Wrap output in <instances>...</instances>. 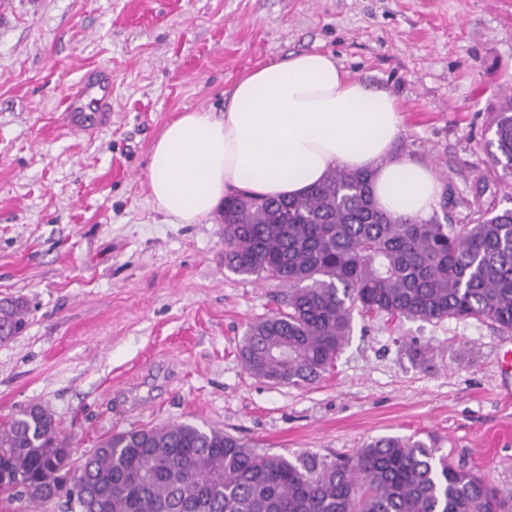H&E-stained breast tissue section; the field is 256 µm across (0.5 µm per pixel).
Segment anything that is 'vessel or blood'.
I'll list each match as a JSON object with an SVG mask.
<instances>
[{
	"mask_svg": "<svg viewBox=\"0 0 512 512\" xmlns=\"http://www.w3.org/2000/svg\"><path fill=\"white\" fill-rule=\"evenodd\" d=\"M111 107V72L104 68L89 70L66 96V125L93 131L105 123Z\"/></svg>",
	"mask_w": 512,
	"mask_h": 512,
	"instance_id": "b4317fda",
	"label": "vessel or blood"
}]
</instances>
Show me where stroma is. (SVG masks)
Masks as SVG:
<instances>
[{
	"mask_svg": "<svg viewBox=\"0 0 512 512\" xmlns=\"http://www.w3.org/2000/svg\"><path fill=\"white\" fill-rule=\"evenodd\" d=\"M0 299L26 326L0 342V420L50 409L84 454L113 432L192 424L259 451L332 459L387 436L435 437L512 495V333L489 320L355 317L334 368L304 387L252 376L250 324L276 282L224 267V225L151 203V148L182 112H220L240 77L332 54L397 99L400 150L438 173L452 223L512 208L490 117L512 92V0H0ZM112 110L64 129L88 68Z\"/></svg>",
	"mask_w": 512,
	"mask_h": 512,
	"instance_id": "obj_1",
	"label": "stroma"
}]
</instances>
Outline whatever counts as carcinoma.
Here are the masks:
<instances>
[{"instance_id": "1", "label": "carcinoma", "mask_w": 512, "mask_h": 512, "mask_svg": "<svg viewBox=\"0 0 512 512\" xmlns=\"http://www.w3.org/2000/svg\"><path fill=\"white\" fill-rule=\"evenodd\" d=\"M512 170V97L492 113ZM367 171L333 170L293 199H224V268L288 289L285 309L252 324L240 355L256 378L300 386L333 366L353 313L401 319H490L512 332V209H478L455 227L438 215L379 211ZM25 304L0 300V342L20 333ZM40 404L0 423V494L98 512H512V497L456 467L434 438L373 439L352 458L290 459L191 424L114 432L79 466ZM80 481L67 483L71 472Z\"/></svg>"}]
</instances>
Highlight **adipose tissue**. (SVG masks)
Returning <instances> with one entry per match:
<instances>
[{"label": "adipose tissue", "instance_id": "adipose-tissue-1", "mask_svg": "<svg viewBox=\"0 0 512 512\" xmlns=\"http://www.w3.org/2000/svg\"><path fill=\"white\" fill-rule=\"evenodd\" d=\"M398 101L343 70L332 54L305 52L244 75L223 113L198 108L169 123L152 146L147 182L175 224H200L230 194L300 197L334 168L374 173L378 207L428 218L440 180L396 150Z\"/></svg>", "mask_w": 512, "mask_h": 512}]
</instances>
